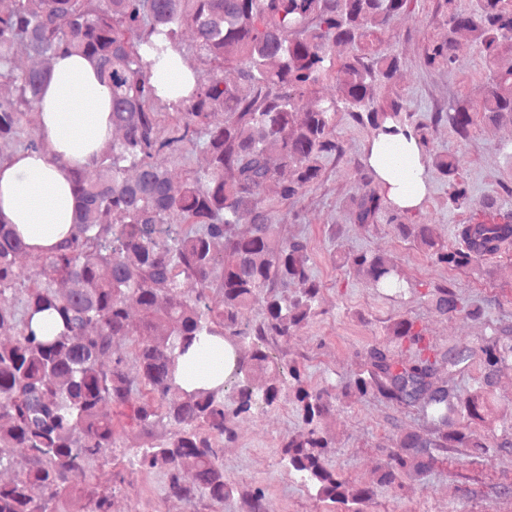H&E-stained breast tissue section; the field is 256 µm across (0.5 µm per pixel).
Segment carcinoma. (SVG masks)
Segmentation results:
<instances>
[{
	"label": "carcinoma",
	"mask_w": 512,
	"mask_h": 512,
	"mask_svg": "<svg viewBox=\"0 0 512 512\" xmlns=\"http://www.w3.org/2000/svg\"><path fill=\"white\" fill-rule=\"evenodd\" d=\"M0 8V143L21 152L46 148L27 129L39 110L41 89L62 54L86 57L112 97V131L120 133L97 153L92 168L71 173L79 202L68 238L48 252H34L0 214V468L14 455L32 467L0 483V512H111L109 488L88 490L82 462L114 448L123 421L150 430L162 424L173 437L151 445L137 459L140 470L165 473L170 498H202L216 504L234 492L224 476L218 440L232 439L227 415L270 407L281 388L271 374L279 363L258 343L292 335L316 314L322 284L310 265L308 243L289 238L275 222L278 207L300 199L321 176L323 161L342 153L337 116L349 113L373 134L411 132L424 159L448 183V206L468 208L478 218L454 229L464 247L435 239L428 224H412L389 209L376 174L369 171L353 198L355 221L370 227L386 220L436 262L466 269L512 241V220H496V200L472 199L469 182L454 155L433 153L427 126L414 120L395 88L399 58L374 49L379 36L413 0H9ZM448 38L428 45L425 67L457 64L454 35L465 33L488 68L485 94L474 105L461 99L437 112L461 139L474 115L512 125V4L473 0L469 10L452 7ZM188 27L204 68L195 70L187 98L157 112L159 90L153 66L179 51ZM21 46L37 61L12 65ZM350 53H343V49ZM236 74L231 84L224 71ZM324 81L338 94L316 96ZM224 121L215 122L217 115ZM200 146L203 170L186 172L172 187L162 156ZM278 185L268 199V183ZM247 235L237 232L241 221ZM33 256L37 278L17 288V256ZM342 267L363 270L373 285L396 296L405 283L394 260L369 251L339 258ZM198 286L181 295L183 280ZM22 292L20 308L5 305ZM435 310L477 317L446 285L434 289ZM135 301L141 325L128 323ZM262 317L253 329L257 343L240 354L238 326L254 306ZM205 336L226 345L224 371L234 381V408L224 404V386L187 390L177 373L192 346ZM389 341L363 353V368L341 386L311 385L297 363L288 365V394L301 424L283 440L288 468L323 501L347 506L375 495L336 471V442L325 421L337 408L368 397L395 409L413 410L423 429L401 430L379 468L377 484L393 488L404 477L420 479L437 464L456 460L455 448L485 447L469 431L476 422L494 424L496 378L512 365V325L475 345L440 348L416 322L401 317L387 328ZM126 341L139 366L144 392L132 399L126 361L114 356ZM479 363L476 385L461 390L450 379ZM119 409L121 419L112 416ZM493 445L512 454V423L491 430ZM193 472L194 482L181 471ZM249 512H274L261 487L244 491Z\"/></svg>",
	"instance_id": "cac0c4a2"
}]
</instances>
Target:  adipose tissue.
Masks as SVG:
<instances>
[{"label":"adipose tissue","mask_w":512,"mask_h":512,"mask_svg":"<svg viewBox=\"0 0 512 512\" xmlns=\"http://www.w3.org/2000/svg\"><path fill=\"white\" fill-rule=\"evenodd\" d=\"M41 133L49 149L17 154L0 165V215L36 252L64 241L77 200L70 171L91 162L111 128L110 93L88 59L57 58L41 91ZM380 189L394 206L416 211L427 194L425 168L415 138L379 135L368 152Z\"/></svg>","instance_id":"ef3b65f1"}]
</instances>
